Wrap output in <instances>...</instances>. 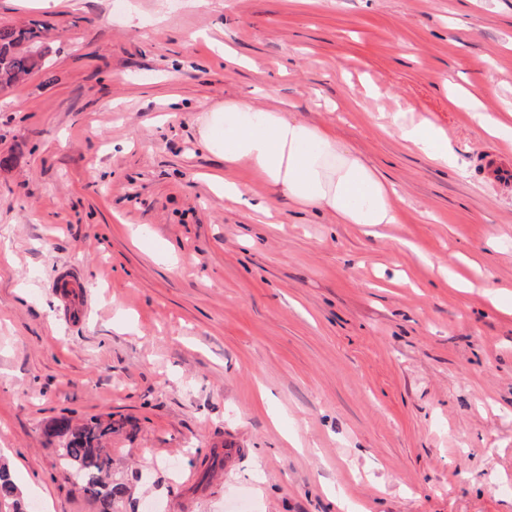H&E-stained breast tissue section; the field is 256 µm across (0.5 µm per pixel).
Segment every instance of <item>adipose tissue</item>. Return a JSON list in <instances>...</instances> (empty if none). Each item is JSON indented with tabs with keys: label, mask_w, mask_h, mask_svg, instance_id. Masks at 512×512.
<instances>
[{
	"label": "adipose tissue",
	"mask_w": 512,
	"mask_h": 512,
	"mask_svg": "<svg viewBox=\"0 0 512 512\" xmlns=\"http://www.w3.org/2000/svg\"><path fill=\"white\" fill-rule=\"evenodd\" d=\"M483 88L475 87L454 99L472 121L491 135L512 132L504 117L482 104ZM398 137L448 165L453 155L436 125L404 116L389 122ZM203 147L225 163L241 164L268 189L251 202L252 210L274 217V201L334 217L340 224H394L398 212L394 190L354 148L322 126L296 118L285 110L258 107L246 95L226 98L207 110L200 130Z\"/></svg>",
	"instance_id": "ef3b65f1"
}]
</instances>
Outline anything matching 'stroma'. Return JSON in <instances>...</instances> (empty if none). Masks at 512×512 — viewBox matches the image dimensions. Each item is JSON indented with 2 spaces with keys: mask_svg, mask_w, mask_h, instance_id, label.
<instances>
[{
  "mask_svg": "<svg viewBox=\"0 0 512 512\" xmlns=\"http://www.w3.org/2000/svg\"><path fill=\"white\" fill-rule=\"evenodd\" d=\"M31 21L46 66L0 92V460L25 505L98 512L45 431L108 416L115 512H512V190L486 174L512 136L449 102H512V0H0ZM251 92L360 151L399 223L225 201L207 174L267 189L200 117ZM385 112L442 128L455 166Z\"/></svg>",
  "mask_w": 512,
  "mask_h": 512,
  "instance_id": "stroma-1",
  "label": "stroma"
}]
</instances>
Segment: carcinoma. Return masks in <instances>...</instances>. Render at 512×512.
I'll list each match as a JSON object with an SVG mask.
<instances>
[{
	"label": "carcinoma",
	"instance_id": "1",
	"mask_svg": "<svg viewBox=\"0 0 512 512\" xmlns=\"http://www.w3.org/2000/svg\"><path fill=\"white\" fill-rule=\"evenodd\" d=\"M46 27L32 21L25 26H0V90L10 89L26 76L44 67L48 48L44 42ZM112 433V421L96 419L74 424L68 417L56 420L48 435L63 438L60 457L71 471L77 487L94 498L100 512H113L118 488L106 481L111 459L103 448L104 439ZM12 512H24L23 496L8 469L0 464V504Z\"/></svg>",
	"mask_w": 512,
	"mask_h": 512
}]
</instances>
